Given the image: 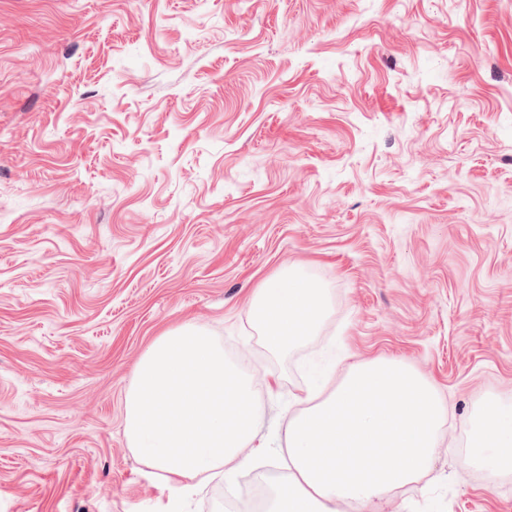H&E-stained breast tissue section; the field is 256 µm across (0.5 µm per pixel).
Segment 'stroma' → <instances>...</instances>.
I'll list each match as a JSON object with an SVG mask.
<instances>
[{"instance_id": "1", "label": "stroma", "mask_w": 512, "mask_h": 512, "mask_svg": "<svg viewBox=\"0 0 512 512\" xmlns=\"http://www.w3.org/2000/svg\"><path fill=\"white\" fill-rule=\"evenodd\" d=\"M284 271L327 310L273 354ZM188 321L274 392L249 472L174 500L124 399ZM375 360L449 410L381 512H512L467 447L512 400V0H0V512H241L296 395ZM252 306L261 341L274 354L312 333L325 312L322 288L287 272L258 288Z\"/></svg>"}]
</instances>
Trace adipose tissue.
Listing matches in <instances>:
<instances>
[{"instance_id":"adipose-tissue-1","label":"adipose tissue","mask_w":512,"mask_h":512,"mask_svg":"<svg viewBox=\"0 0 512 512\" xmlns=\"http://www.w3.org/2000/svg\"><path fill=\"white\" fill-rule=\"evenodd\" d=\"M254 320L263 345L281 354L312 333L325 306L314 283L279 274L257 289ZM288 419V478L266 512H342L369 507L429 471L446 408L436 391L396 361L358 362L334 387L297 397ZM259 392L205 331L187 323L159 336L138 362L125 396V437L143 463L182 494L249 468ZM478 466L512 472V402L495 401L472 422Z\"/></svg>"}]
</instances>
